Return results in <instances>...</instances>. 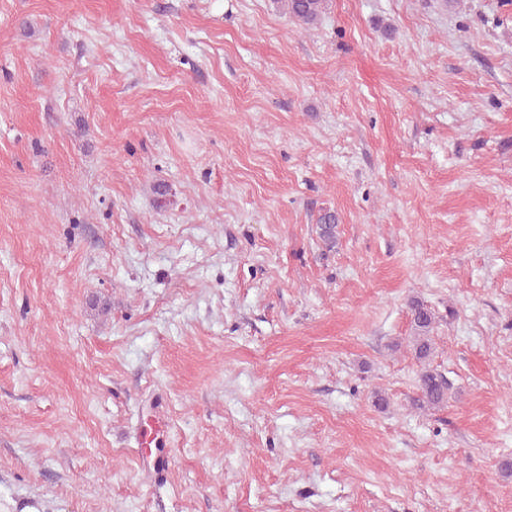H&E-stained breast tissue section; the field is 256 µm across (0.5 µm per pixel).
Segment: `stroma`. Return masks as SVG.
I'll return each mask as SVG.
<instances>
[{
	"label": "stroma",
	"instance_id": "35a3bbf8",
	"mask_svg": "<svg viewBox=\"0 0 512 512\" xmlns=\"http://www.w3.org/2000/svg\"><path fill=\"white\" fill-rule=\"evenodd\" d=\"M0 512H512V0H0ZM301 25L314 24L325 9V0H276ZM412 326L416 332L415 354L418 359L425 361L432 353L430 333L434 328L435 317L432 311L421 301L414 300L410 305ZM418 389L422 402L436 407L447 403L450 384L441 374L424 368L419 374Z\"/></svg>",
	"mask_w": 512,
	"mask_h": 512
}]
</instances>
